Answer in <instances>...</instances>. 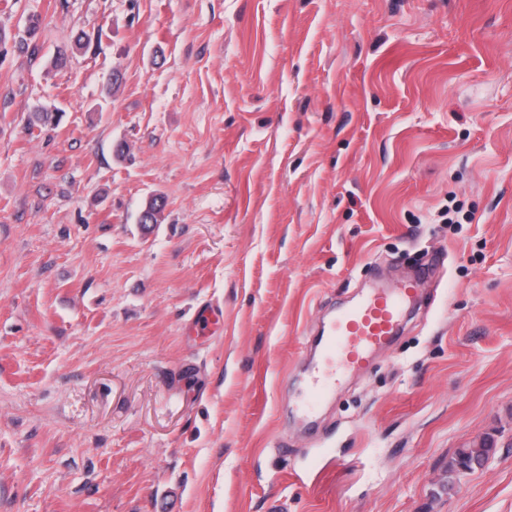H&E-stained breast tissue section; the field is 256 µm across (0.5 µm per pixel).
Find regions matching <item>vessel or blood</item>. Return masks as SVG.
<instances>
[{
	"mask_svg": "<svg viewBox=\"0 0 512 512\" xmlns=\"http://www.w3.org/2000/svg\"><path fill=\"white\" fill-rule=\"evenodd\" d=\"M420 280L416 274L404 279L397 289H375L331 320L320 341L319 363L308 382L309 404H316L334 385L337 368L360 370L372 353L391 342Z\"/></svg>",
	"mask_w": 512,
	"mask_h": 512,
	"instance_id": "1",
	"label": "vessel or blood"
}]
</instances>
